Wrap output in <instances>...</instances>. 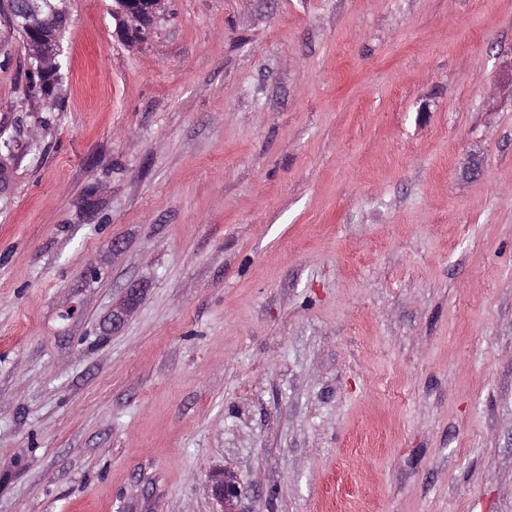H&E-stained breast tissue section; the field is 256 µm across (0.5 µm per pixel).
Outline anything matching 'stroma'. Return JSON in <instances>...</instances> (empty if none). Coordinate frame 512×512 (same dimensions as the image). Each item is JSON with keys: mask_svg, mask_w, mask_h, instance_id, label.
Masks as SVG:
<instances>
[{"mask_svg": "<svg viewBox=\"0 0 512 512\" xmlns=\"http://www.w3.org/2000/svg\"><path fill=\"white\" fill-rule=\"evenodd\" d=\"M64 7L47 108L0 17V512H512V0ZM167 0H113L112 18L121 35L131 42H139ZM212 490L225 503V512H236L234 499L239 495V488L233 475L227 471H218L211 476Z\"/></svg>", "mask_w": 512, "mask_h": 512, "instance_id": "stroma-1", "label": "stroma"}]
</instances>
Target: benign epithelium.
I'll return each instance as SVG.
<instances>
[{"label": "benign epithelium", "instance_id": "obj_1", "mask_svg": "<svg viewBox=\"0 0 512 512\" xmlns=\"http://www.w3.org/2000/svg\"><path fill=\"white\" fill-rule=\"evenodd\" d=\"M59 0H14V22L28 33L29 69L33 72L55 71L63 54L59 32L66 13ZM167 0H113L112 18L121 35L138 42L150 29V24L162 10ZM139 291H127L122 305L112 313V328L121 325L124 313L133 307ZM212 490L225 503V512H235L234 499L239 488L233 475L218 471L211 476Z\"/></svg>", "mask_w": 512, "mask_h": 512}]
</instances>
